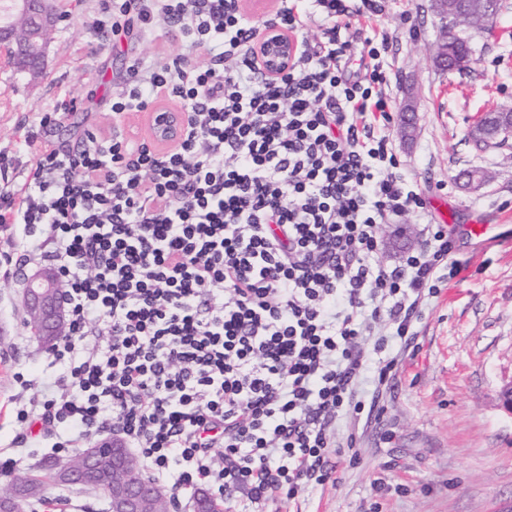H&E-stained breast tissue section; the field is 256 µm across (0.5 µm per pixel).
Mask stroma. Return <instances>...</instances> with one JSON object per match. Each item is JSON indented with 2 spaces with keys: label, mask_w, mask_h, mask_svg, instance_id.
Wrapping results in <instances>:
<instances>
[{
  "label": "stroma",
  "mask_w": 512,
  "mask_h": 512,
  "mask_svg": "<svg viewBox=\"0 0 512 512\" xmlns=\"http://www.w3.org/2000/svg\"><path fill=\"white\" fill-rule=\"evenodd\" d=\"M497 22L462 28L472 48L463 72L436 71L431 63L441 30L429 0H383L381 15L361 17L341 30L353 54L365 40L388 35L394 107L411 100L416 132L389 128L402 173L428 206L444 201L454 215L450 228L460 273L441 288L417 326V347L406 356L380 397L383 412L358 433L356 448L336 459L335 485L296 498L268 501L262 512H512V413L500 390L512 380V140L477 150L468 132L484 113L512 107V0H501ZM63 15L48 45L44 70L20 72L0 51V193L19 191L40 150L27 131L48 118L45 140L55 148L75 146L90 132L112 128V99L127 76L131 58L176 53L177 32L156 25L155 36L131 26L120 35L95 32L103 0H56ZM487 170L476 192L457 175ZM495 224L496 238L470 240L466 225ZM426 228L406 214L383 225L378 258L391 264L419 249ZM23 291L0 276V445L21 431L15 373L56 376L46 348L30 335ZM32 440L16 451V474L35 473L53 459L45 425L31 427ZM48 502L33 512H107L99 490L49 488Z\"/></svg>",
  "instance_id": "35a3bbf8"
}]
</instances>
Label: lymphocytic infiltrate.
Masks as SVG:
<instances>
[{"label": "lymphocytic infiltrate", "mask_w": 512, "mask_h": 512, "mask_svg": "<svg viewBox=\"0 0 512 512\" xmlns=\"http://www.w3.org/2000/svg\"><path fill=\"white\" fill-rule=\"evenodd\" d=\"M240 2L112 0L96 29L161 19L182 51L130 62L109 133L65 154L42 143L26 188L0 197V229L13 280L50 263L69 285L61 372L21 380L18 422L51 423L57 454L113 428L153 480L259 506L332 482L356 444L340 422L382 413L366 374L386 386L458 262L440 224L398 264L376 259L382 225L428 217L384 129L381 50L347 78V42L309 41L284 5L298 51L268 80ZM162 96L185 116L172 151L122 127Z\"/></svg>", "instance_id": "obj_1"}]
</instances>
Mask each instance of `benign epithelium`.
I'll use <instances>...</instances> for the list:
<instances>
[{
	"mask_svg": "<svg viewBox=\"0 0 512 512\" xmlns=\"http://www.w3.org/2000/svg\"><path fill=\"white\" fill-rule=\"evenodd\" d=\"M431 10L440 20L442 47L433 57L441 70L465 71L470 67L469 53L458 57L448 55V43L461 40L459 0H431ZM58 16L52 0H11L10 15L0 23V46L9 50L17 69L37 75L42 72L50 34L57 25ZM256 58L262 69L272 78L281 76L296 53L294 38L281 27L269 23L262 28L256 44ZM147 135L164 147L173 146L181 135L182 117L177 112L154 120L146 116ZM512 135V111L496 113L492 129L478 124L468 135L472 144L490 145L489 136L504 133ZM24 304L31 316V332L45 348L50 336H60L67 328V298L65 285L58 270L42 267L29 275L25 282ZM112 449V469H101L102 449ZM87 468L77 473L60 467L52 474L57 484L77 483L95 478L112 479L108 495L110 512H152L154 485L147 482L137 457L117 434L107 437L84 452Z\"/></svg>",
	"mask_w": 512,
	"mask_h": 512,
	"instance_id": "7a95c632",
	"label": "benign epithelium"
}]
</instances>
